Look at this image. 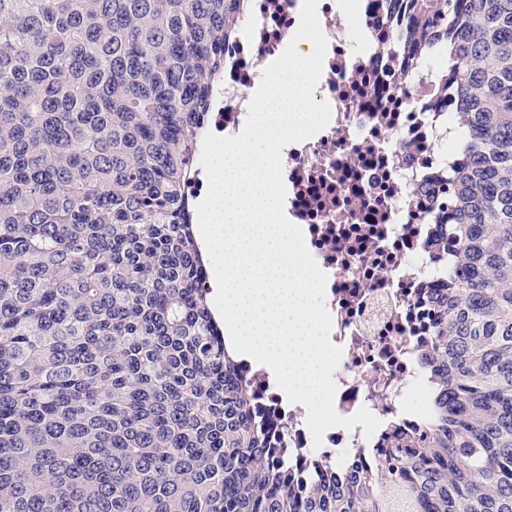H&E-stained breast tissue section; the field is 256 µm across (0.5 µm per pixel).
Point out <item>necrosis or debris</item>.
Segmentation results:
<instances>
[{
  "instance_id": "obj_1",
  "label": "necrosis or debris",
  "mask_w": 512,
  "mask_h": 512,
  "mask_svg": "<svg viewBox=\"0 0 512 512\" xmlns=\"http://www.w3.org/2000/svg\"><path fill=\"white\" fill-rule=\"evenodd\" d=\"M299 2L249 0L240 32L224 44L208 114L212 133L243 129V103L296 32ZM317 12L328 48L313 97L330 104L332 117L309 140L283 149L285 205L328 276L330 339L343 349L333 374L336 411L350 416L365 407L380 421L417 426L429 415L417 363L431 330L424 296L446 287L451 257L432 251L436 207L417 200L413 188L445 183V167L459 163L458 154L438 147L454 114L420 73V57L404 46L390 49L407 30L397 0H362L353 26L336 0H319ZM239 380L289 468L369 471L386 451L382 432L368 438L359 425L328 430L314 448L304 407L288 402L270 368L244 364Z\"/></svg>"
}]
</instances>
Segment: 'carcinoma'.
Here are the masks:
<instances>
[{
	"mask_svg": "<svg viewBox=\"0 0 512 512\" xmlns=\"http://www.w3.org/2000/svg\"><path fill=\"white\" fill-rule=\"evenodd\" d=\"M244 0H0V512H512V0H406L461 153L419 432L372 475L270 457L185 184Z\"/></svg>",
	"mask_w": 512,
	"mask_h": 512,
	"instance_id": "cac0c4a2",
	"label": "carcinoma"
}]
</instances>
